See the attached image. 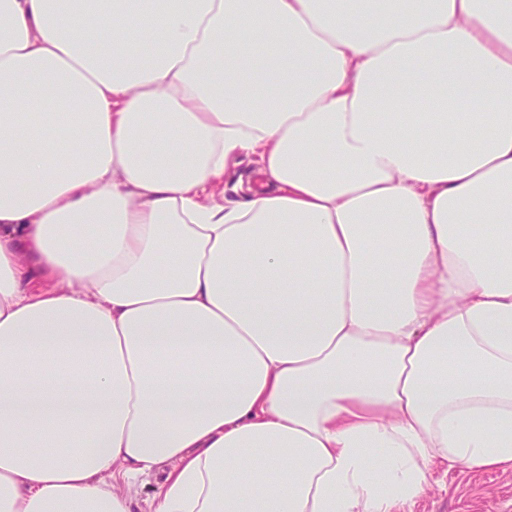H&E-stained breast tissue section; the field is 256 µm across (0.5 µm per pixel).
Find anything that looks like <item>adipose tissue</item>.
I'll return each mask as SVG.
<instances>
[{
    "instance_id": "adipose-tissue-1",
    "label": "adipose tissue",
    "mask_w": 512,
    "mask_h": 512,
    "mask_svg": "<svg viewBox=\"0 0 512 512\" xmlns=\"http://www.w3.org/2000/svg\"><path fill=\"white\" fill-rule=\"evenodd\" d=\"M438 464L512 468V0H0V512ZM163 471L121 481L119 489L130 499L132 512H151L153 502L164 484Z\"/></svg>"
}]
</instances>
